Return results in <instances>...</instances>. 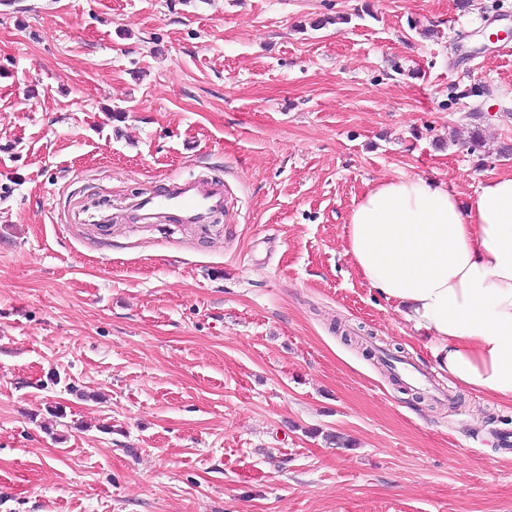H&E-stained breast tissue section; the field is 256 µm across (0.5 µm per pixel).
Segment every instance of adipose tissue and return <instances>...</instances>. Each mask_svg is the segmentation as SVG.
Returning a JSON list of instances; mask_svg holds the SVG:
<instances>
[{
    "instance_id": "1",
    "label": "adipose tissue",
    "mask_w": 512,
    "mask_h": 512,
    "mask_svg": "<svg viewBox=\"0 0 512 512\" xmlns=\"http://www.w3.org/2000/svg\"><path fill=\"white\" fill-rule=\"evenodd\" d=\"M359 276L430 340L434 368L512 403V176L469 202L423 176L382 181L344 226Z\"/></svg>"
}]
</instances>
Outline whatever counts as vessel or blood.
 I'll return each mask as SVG.
<instances>
[{
  "mask_svg": "<svg viewBox=\"0 0 512 512\" xmlns=\"http://www.w3.org/2000/svg\"><path fill=\"white\" fill-rule=\"evenodd\" d=\"M131 220L155 224H206L227 212L224 184L215 179L179 178L163 190L127 205Z\"/></svg>",
  "mask_w": 512,
  "mask_h": 512,
  "instance_id": "b4317fda",
  "label": "vessel or blood"
}]
</instances>
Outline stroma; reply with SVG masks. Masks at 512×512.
<instances>
[{
	"label": "stroma",
	"mask_w": 512,
	"mask_h": 512,
	"mask_svg": "<svg viewBox=\"0 0 512 512\" xmlns=\"http://www.w3.org/2000/svg\"><path fill=\"white\" fill-rule=\"evenodd\" d=\"M16 2L0 512H512V405L434 371L343 239L378 181L512 175V0ZM198 173L228 215L125 220Z\"/></svg>",
	"instance_id": "1"
}]
</instances>
